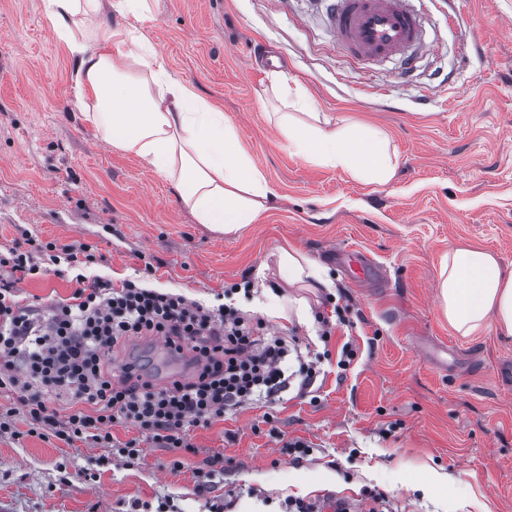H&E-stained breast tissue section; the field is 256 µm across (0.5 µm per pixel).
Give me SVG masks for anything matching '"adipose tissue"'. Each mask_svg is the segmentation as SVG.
I'll return each mask as SVG.
<instances>
[{"instance_id": "obj_1", "label": "adipose tissue", "mask_w": 512, "mask_h": 512, "mask_svg": "<svg viewBox=\"0 0 512 512\" xmlns=\"http://www.w3.org/2000/svg\"><path fill=\"white\" fill-rule=\"evenodd\" d=\"M44 13L75 60L74 106L103 141L145 160L171 182L199 223L227 235L255 223L273 190L251 159L236 151V132L167 69L141 29L148 0H43ZM280 100L310 111V121L276 113L274 126L307 162L388 183L396 169L379 129L332 123L311 112L301 86L272 77ZM440 307L460 336L487 326L512 336V269L480 247H460L441 261Z\"/></svg>"}]
</instances>
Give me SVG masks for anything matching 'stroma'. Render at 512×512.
Returning <instances> with one entry per match:
<instances>
[{"mask_svg":"<svg viewBox=\"0 0 512 512\" xmlns=\"http://www.w3.org/2000/svg\"><path fill=\"white\" fill-rule=\"evenodd\" d=\"M413 4L428 47L407 72L397 58L352 61L328 29V0H155L145 35L223 112L274 190L256 223L226 237L73 108V58L42 0H0V245L25 233L90 244L103 260L88 274L238 308L298 337L320 368L277 404L190 429V450L147 442L129 462L30 434L0 391V512H288L292 499L319 512L339 499L349 512H512V336H458L435 288L458 247L512 266V0ZM276 71L313 111L386 131L394 178L360 181L289 149L260 99ZM287 245L326 267L331 287L288 285L276 264ZM338 247L369 254L380 278L347 274L328 257ZM17 289L45 307L75 285L50 271ZM347 343L357 356L342 372ZM163 346L130 339L112 364L159 384L189 375L184 354L165 368ZM433 471L447 486L421 489Z\"/></svg>","mask_w":512,"mask_h":512,"instance_id":"35a3bbf8","label":"stroma"}]
</instances>
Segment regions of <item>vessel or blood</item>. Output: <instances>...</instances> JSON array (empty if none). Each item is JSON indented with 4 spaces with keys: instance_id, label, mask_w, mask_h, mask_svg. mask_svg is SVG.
<instances>
[{
    "instance_id": "1",
    "label": "vessel or blood",
    "mask_w": 512,
    "mask_h": 512,
    "mask_svg": "<svg viewBox=\"0 0 512 512\" xmlns=\"http://www.w3.org/2000/svg\"><path fill=\"white\" fill-rule=\"evenodd\" d=\"M337 44L362 61L405 55L424 48L423 32L408 0H335L328 17ZM359 278L372 275L374 267L363 253L336 252Z\"/></svg>"
}]
</instances>
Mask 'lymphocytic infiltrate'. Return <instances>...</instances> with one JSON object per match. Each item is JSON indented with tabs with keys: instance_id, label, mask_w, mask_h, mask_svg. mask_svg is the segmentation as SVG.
<instances>
[{
	"instance_id": "1",
	"label": "lymphocytic infiltrate",
	"mask_w": 512,
	"mask_h": 512,
	"mask_svg": "<svg viewBox=\"0 0 512 512\" xmlns=\"http://www.w3.org/2000/svg\"><path fill=\"white\" fill-rule=\"evenodd\" d=\"M96 260L82 242L59 247L27 236L0 249V390L16 394L32 433L109 448L111 426L126 425L139 435L119 448L134 460L142 440L184 448L189 427L254 402L276 404L288 390L293 347L285 337L263 334L262 323L231 306L86 276ZM46 264L75 271L71 301L44 309L20 303L18 279ZM134 336H161L174 353L191 351L194 372L163 385L132 372L114 378L109 357ZM52 391L67 395L66 416L51 406Z\"/></svg>"
}]
</instances>
